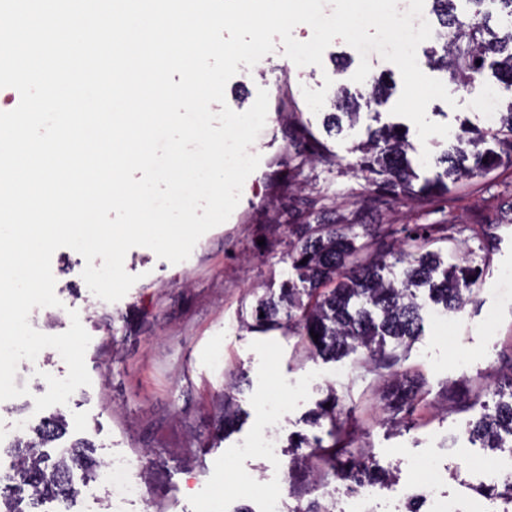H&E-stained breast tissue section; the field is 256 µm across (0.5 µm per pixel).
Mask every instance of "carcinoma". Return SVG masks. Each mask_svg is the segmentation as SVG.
Wrapping results in <instances>:
<instances>
[{"label": "carcinoma", "mask_w": 512, "mask_h": 512, "mask_svg": "<svg viewBox=\"0 0 512 512\" xmlns=\"http://www.w3.org/2000/svg\"><path fill=\"white\" fill-rule=\"evenodd\" d=\"M500 6L509 20L507 31L491 25L492 15L481 9L486 2ZM458 0H432L438 26L434 45L425 50L427 63L448 73L449 79L469 87L485 70L507 91H512V0H465L474 5L457 12ZM481 64H476V61ZM388 101L389 88L381 80L371 84L367 95L346 90L336 94L334 111L327 112V133L343 131V123L354 127L360 120L362 103ZM410 145L394 124L367 127V138L354 151L356 169L368 183L396 198H429L449 194L460 183L485 178L500 163L512 164V104L499 113L491 131L464 128L439 158L440 172L422 177L408 156ZM288 258L295 277L284 283L280 295L261 297L255 307L256 326L262 331L280 328L301 337L322 357H344L358 349L367 351L379 376L390 387L388 407L392 414L412 416L416 393L413 383L399 371L397 349L408 346L423 333L425 299L459 312L471 301L473 278L479 268L468 255L453 256L427 249L426 239L393 224H360L355 218L338 219L336 213L320 211L313 218L301 217L288 225ZM319 335L313 339L311 333ZM492 403L480 406L477 416L465 424L466 433L485 448H512V381L508 388L490 393ZM312 416V424L325 430L303 440L310 452L288 464L292 493L312 496L306 507L291 512H335L333 502H323L324 478L341 473L350 481L370 485L392 477L388 469L373 467L370 459L356 457L351 439L336 411V397L326 399ZM66 419L58 413L34 428L32 434L12 444L15 462L14 490L0 493V512H27L21 507L24 488L35 499L71 500L78 495L72 479L74 469L83 472V482L94 480L99 464L89 455L91 445L77 441L51 456L52 447L66 430ZM319 456L326 469L311 478L308 460ZM485 498H499L512 505V481L502 487L479 489Z\"/></svg>", "instance_id": "1"}]
</instances>
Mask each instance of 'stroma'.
I'll return each instance as SVG.
<instances>
[{"mask_svg":"<svg viewBox=\"0 0 512 512\" xmlns=\"http://www.w3.org/2000/svg\"><path fill=\"white\" fill-rule=\"evenodd\" d=\"M359 62L358 52L337 38L319 67L296 66L280 44L254 67H240L226 85L225 104L211 109L246 111L258 89L267 90L266 124L250 148L261 161L232 215L199 239L188 260L172 264L149 248L130 249L124 268L137 281L122 299L106 302L86 286L79 253H54L60 304L32 311L30 324L57 335L69 328L74 310L91 336L85 355L91 383L59 406L68 422L61 443L88 441L97 462L119 456L137 473L147 451L155 450L146 499L128 512H205L207 499L219 494L227 512L244 506L262 512L268 499L287 512L296 504L280 477L292 454L287 441L317 435L307 416L331 390L355 433V449L368 451L380 466L397 468L384 492L397 493L415 478L416 463L432 457L448 465L449 486L466 480V498L476 500L477 481L466 478L465 469L495 452L464 435L467 415L457 404L487 397L512 359V278H502L512 275V166L426 201L394 198L369 185L353 167V147L364 138L370 117L327 136L321 114L310 110L302 93L322 88L327 76L334 87L366 91L367 82L352 80ZM446 88L451 101L430 102L426 114L455 133L464 124L483 127L480 98L486 90H496L501 104L512 101V93L490 76L466 89L451 82ZM323 149L336 153L337 165H299L298 153ZM322 193L335 200L338 213L356 212L366 224H447L446 239L435 241L433 250L473 251L483 268L471 302L449 315L447 338L426 324L406 356L404 370L422 385L412 420H391L386 384L363 354L325 359L300 337L249 327L256 297L278 295L292 273L281 206L302 214ZM487 215L506 221L488 225ZM67 372L65 362L52 356L21 361L17 376L29 393L0 403V428L19 419L32 428L45 420L47 411L34 405L47 390L44 376ZM228 394L240 412L230 431L219 421ZM273 394L288 402V417L278 428L285 443L280 458L241 455L242 443L262 432Z\"/></svg>","mask_w":512,"mask_h":512,"instance_id":"35a3bbf8","label":"stroma"}]
</instances>
